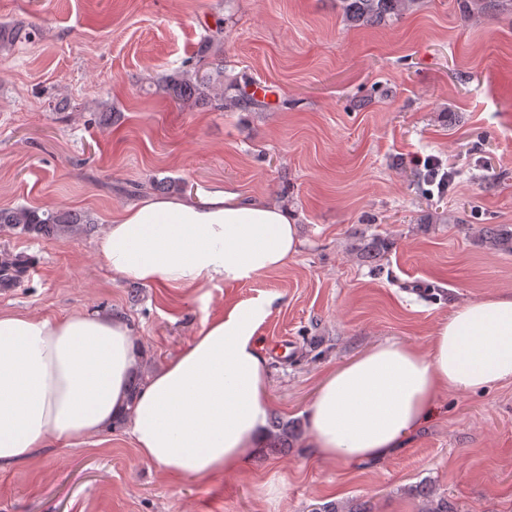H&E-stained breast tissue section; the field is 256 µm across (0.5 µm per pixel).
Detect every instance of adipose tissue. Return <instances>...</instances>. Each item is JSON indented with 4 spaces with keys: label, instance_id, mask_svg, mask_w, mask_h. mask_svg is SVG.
Segmentation results:
<instances>
[{
    "label": "adipose tissue",
    "instance_id": "ef3b65f1",
    "mask_svg": "<svg viewBox=\"0 0 512 512\" xmlns=\"http://www.w3.org/2000/svg\"><path fill=\"white\" fill-rule=\"evenodd\" d=\"M300 247L288 209L228 186L193 201L127 206L99 244L113 274L170 288L245 283L281 269ZM271 305L252 299L208 322L133 400L137 352L122 320L0 313V465L85 441L126 413L140 456L168 475L239 470L267 425L269 373L258 331ZM506 380L512 292L460 305L438 323L428 351L385 342L334 371L309 409L310 441L328 462L377 460L429 420L442 392Z\"/></svg>",
    "mask_w": 512,
    "mask_h": 512
}]
</instances>
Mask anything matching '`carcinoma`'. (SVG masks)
I'll use <instances>...</instances> for the list:
<instances>
[{"label": "carcinoma", "mask_w": 512, "mask_h": 512, "mask_svg": "<svg viewBox=\"0 0 512 512\" xmlns=\"http://www.w3.org/2000/svg\"><path fill=\"white\" fill-rule=\"evenodd\" d=\"M343 4L345 20L352 25H374L387 19L400 17L417 0H340ZM512 0H471L463 4L465 10H477L482 13L496 14ZM223 52L221 29L203 39L198 48V62L210 57H219ZM248 77L236 76L224 82V65L215 64V72L200 73L196 67L175 70L162 80L164 91L184 107L209 104L216 110L234 111L237 109L259 111L265 102L255 94L247 93ZM93 227L89 215L59 210L38 212L26 206L0 208V230L15 231L29 236H49L57 234L77 235L87 233ZM482 243L496 252L512 254V226L499 224L479 230ZM34 259L23 254L14 255L0 262V283L9 286L19 282ZM298 434V426L276 423L269 433V447L278 450L289 447V440ZM419 496L427 501L426 512H448V503L442 499L434 500V492L427 485L419 486Z\"/></svg>", "instance_id": "obj_1"}]
</instances>
